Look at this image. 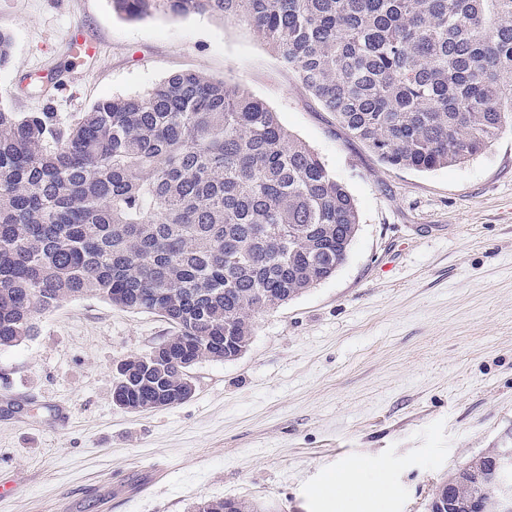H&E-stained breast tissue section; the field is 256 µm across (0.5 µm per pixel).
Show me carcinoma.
Returning a JSON list of instances; mask_svg holds the SVG:
<instances>
[{
    "instance_id": "carcinoma-1",
    "label": "carcinoma",
    "mask_w": 512,
    "mask_h": 512,
    "mask_svg": "<svg viewBox=\"0 0 512 512\" xmlns=\"http://www.w3.org/2000/svg\"><path fill=\"white\" fill-rule=\"evenodd\" d=\"M125 20H244L325 111L388 166L462 164L512 129V0H110ZM13 39L0 30V69ZM0 103V347L87 295L174 331L117 366L125 410L180 404L188 372L249 348L258 315L332 276L353 198L277 113L194 71L104 98L72 122ZM443 480L429 512H448ZM493 492L460 484L462 502ZM191 512H262L251 499Z\"/></svg>"
}]
</instances>
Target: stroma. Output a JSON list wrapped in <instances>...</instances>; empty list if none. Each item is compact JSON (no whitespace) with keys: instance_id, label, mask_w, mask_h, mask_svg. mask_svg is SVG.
<instances>
[{"instance_id":"stroma-1","label":"stroma","mask_w":512,"mask_h":512,"mask_svg":"<svg viewBox=\"0 0 512 512\" xmlns=\"http://www.w3.org/2000/svg\"><path fill=\"white\" fill-rule=\"evenodd\" d=\"M14 62L0 100L35 112L60 77L67 121L182 70L244 85L346 186L359 231L335 275L256 318L248 351L204 361L181 404L116 406V367L159 347V315L62 302L0 348V512H188L257 499L276 512H427L440 481L512 430V131L431 172L384 165L243 21H128L109 0H0ZM85 36L98 53L75 57ZM358 466L383 493L328 491ZM167 478L138 497L155 470Z\"/></svg>"}]
</instances>
